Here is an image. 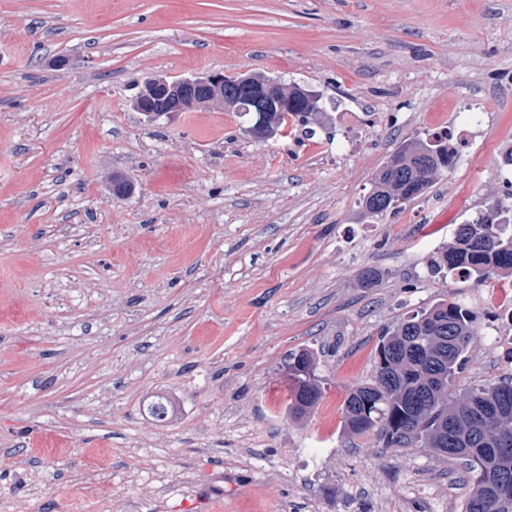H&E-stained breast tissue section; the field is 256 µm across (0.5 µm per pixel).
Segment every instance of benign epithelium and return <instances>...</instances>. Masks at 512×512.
Returning <instances> with one entry per match:
<instances>
[{
	"label": "benign epithelium",
	"mask_w": 512,
	"mask_h": 512,
	"mask_svg": "<svg viewBox=\"0 0 512 512\" xmlns=\"http://www.w3.org/2000/svg\"><path fill=\"white\" fill-rule=\"evenodd\" d=\"M238 91L248 98L251 111L271 112L281 109L293 88L280 81H255L243 76L239 79ZM202 104H216L234 111V105L224 99L223 74L176 80L148 77L140 85L135 108L154 121L161 116L190 111Z\"/></svg>",
	"instance_id": "1"
}]
</instances>
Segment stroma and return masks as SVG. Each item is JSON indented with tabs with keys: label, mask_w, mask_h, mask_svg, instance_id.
Returning a JSON list of instances; mask_svg holds the SVG:
<instances>
[{
	"label": "stroma",
	"mask_w": 512,
	"mask_h": 512,
	"mask_svg": "<svg viewBox=\"0 0 512 512\" xmlns=\"http://www.w3.org/2000/svg\"><path fill=\"white\" fill-rule=\"evenodd\" d=\"M210 73L301 85L322 112L262 142L232 112L132 106L148 75ZM479 101L448 173L364 212L405 140ZM509 145L512 0H0V512H457L459 462L350 436L343 405L383 328L474 306L429 266L512 190ZM475 308L462 387L512 376ZM302 349L326 391L294 421ZM157 392L180 402L166 427Z\"/></svg>",
	"instance_id": "35a3bbf8"
}]
</instances>
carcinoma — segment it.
Segmentation results:
<instances>
[{"instance_id": "1", "label": "carcinoma", "mask_w": 512, "mask_h": 512, "mask_svg": "<svg viewBox=\"0 0 512 512\" xmlns=\"http://www.w3.org/2000/svg\"><path fill=\"white\" fill-rule=\"evenodd\" d=\"M310 91L301 89L286 112L255 114L252 124L267 142L288 128V118L312 117ZM456 155L448 134L413 138L401 144L372 179L362 201L370 216L395 213L423 195L434 177L448 172ZM384 208L378 211L374 202ZM512 213V192L493 200L476 219L460 225L454 241L431 261L432 275L463 276L479 286L512 275V231L502 216ZM478 335L477 316L450 300L422 308L381 333L375 376L351 389L344 401V421L351 436L375 435L385 448H423L436 457L460 460L467 494L462 512H512V497L491 495V485L512 478V455L488 452L497 438L511 441L512 377L460 389L469 345ZM317 354L303 349L288 356L283 369L293 381L288 417L299 420L322 400L326 387L317 374ZM147 411L152 421L167 423L178 411L176 398L157 395Z\"/></svg>"}]
</instances>
